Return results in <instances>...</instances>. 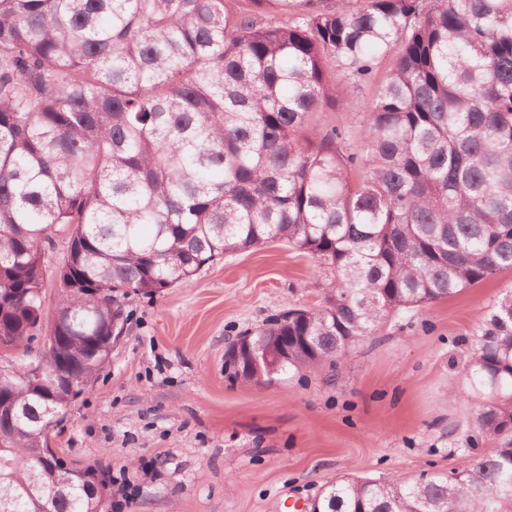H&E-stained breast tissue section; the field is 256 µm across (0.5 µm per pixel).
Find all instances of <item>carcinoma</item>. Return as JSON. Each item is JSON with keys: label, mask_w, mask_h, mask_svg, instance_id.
Segmentation results:
<instances>
[{"label": "carcinoma", "mask_w": 512, "mask_h": 512, "mask_svg": "<svg viewBox=\"0 0 512 512\" xmlns=\"http://www.w3.org/2000/svg\"><path fill=\"white\" fill-rule=\"evenodd\" d=\"M387 69L358 134L308 131ZM71 275L45 320L46 249ZM281 241L332 278L322 304L245 332L269 383L346 359L415 309L512 270V0H0V352L83 355L122 300ZM288 337L283 358L276 337ZM83 385L0 370V485L38 459ZM463 465L347 476L321 512H512V291L462 343ZM481 443L494 448L477 452ZM80 489L55 512H90Z\"/></svg>", "instance_id": "1"}]
</instances>
